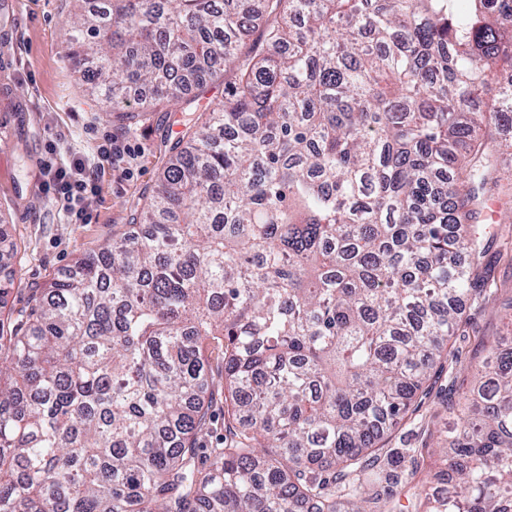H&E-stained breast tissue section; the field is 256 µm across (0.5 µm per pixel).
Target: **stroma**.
Here are the masks:
<instances>
[{
	"mask_svg": "<svg viewBox=\"0 0 512 512\" xmlns=\"http://www.w3.org/2000/svg\"><path fill=\"white\" fill-rule=\"evenodd\" d=\"M67 0H0V224L14 243L13 284L0 310L28 308L35 290L69 271L76 256L98 250L124 230L146 188L158 181L175 142L177 112H141L130 123L109 115L107 104L85 95L64 44ZM116 139L131 149L126 168L100 152ZM98 171L95 192L80 201L92 219L72 223L57 197L48 169L74 162ZM484 261L491 296L468 309V322L451 338L454 349L443 373L430 381L412 417L396 427L386 445L396 451L420 447L432 419L466 416L473 371L493 341L512 346V203L487 199ZM439 455L419 464L402 462L398 484L389 489L394 512H408L419 489L441 491Z\"/></svg>",
	"mask_w": 512,
	"mask_h": 512,
	"instance_id": "35a3bbf8",
	"label": "stroma"
}]
</instances>
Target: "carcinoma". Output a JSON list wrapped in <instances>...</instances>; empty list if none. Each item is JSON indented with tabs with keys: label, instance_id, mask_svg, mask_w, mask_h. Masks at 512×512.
I'll return each instance as SVG.
<instances>
[{
	"label": "carcinoma",
	"instance_id": "cac0c4a2",
	"mask_svg": "<svg viewBox=\"0 0 512 512\" xmlns=\"http://www.w3.org/2000/svg\"><path fill=\"white\" fill-rule=\"evenodd\" d=\"M67 56L126 120L224 77L137 234L0 317V512H367L385 436L448 362L512 124V0H69ZM133 85L151 96L131 108ZM224 364V435L200 458ZM414 512H512V347Z\"/></svg>",
	"mask_w": 512,
	"mask_h": 512
}]
</instances>
